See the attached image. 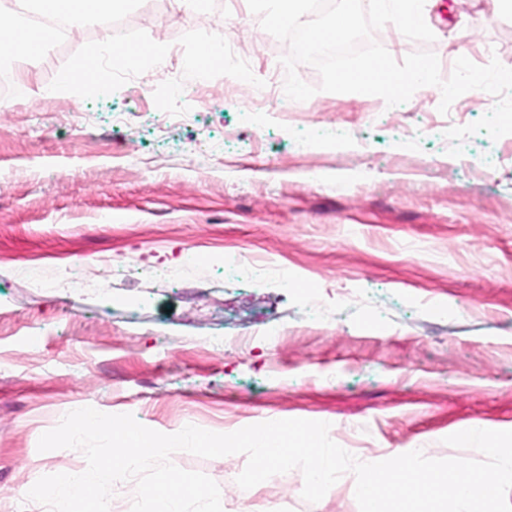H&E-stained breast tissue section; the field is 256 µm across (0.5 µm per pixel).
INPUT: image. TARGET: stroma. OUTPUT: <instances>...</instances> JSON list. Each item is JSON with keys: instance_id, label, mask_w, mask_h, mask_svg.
Here are the masks:
<instances>
[{"instance_id": "35a3bbf8", "label": "stroma", "mask_w": 512, "mask_h": 512, "mask_svg": "<svg viewBox=\"0 0 512 512\" xmlns=\"http://www.w3.org/2000/svg\"><path fill=\"white\" fill-rule=\"evenodd\" d=\"M485 9L433 0L434 42L386 27L373 38L399 62L435 53L445 78L461 54L512 64V16L486 22ZM219 36L249 51L262 80L289 50L247 0H209L204 26L179 0H132L109 28L6 61L20 91L0 89V512H38L31 482L85 469L80 451L37 449L83 407L164 434L186 421L216 433L325 421L359 459L417 448L477 460L445 437L473 422L512 430V134L476 133L458 158L445 136L491 110V94L445 114L432 92L389 107L319 91L306 64L297 73L317 92L288 113L254 111L229 79L220 101L171 97L159 75L109 98L57 86L108 37L162 41L176 67ZM163 112L180 119L161 123ZM299 135L307 153L292 147ZM238 257L258 275L230 277ZM284 270L296 287L280 284ZM74 271L98 287L52 288ZM271 329L285 333L275 347ZM173 462L224 488L223 512H359L349 472L311 504L297 469L242 500L246 455Z\"/></svg>"}]
</instances>
